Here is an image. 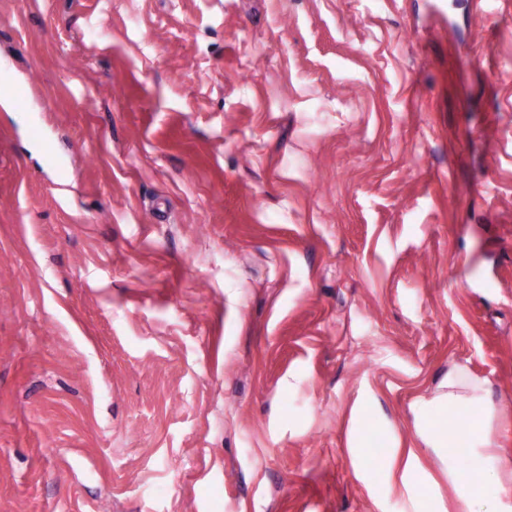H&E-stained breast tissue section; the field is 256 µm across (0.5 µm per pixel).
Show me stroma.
Wrapping results in <instances>:
<instances>
[{"label":"stroma","mask_w":512,"mask_h":512,"mask_svg":"<svg viewBox=\"0 0 512 512\" xmlns=\"http://www.w3.org/2000/svg\"><path fill=\"white\" fill-rule=\"evenodd\" d=\"M0 86V512H455L454 366L512 460V0H0Z\"/></svg>","instance_id":"stroma-1"}]
</instances>
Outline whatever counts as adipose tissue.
Returning a JSON list of instances; mask_svg holds the SVG:
<instances>
[{"mask_svg":"<svg viewBox=\"0 0 512 512\" xmlns=\"http://www.w3.org/2000/svg\"><path fill=\"white\" fill-rule=\"evenodd\" d=\"M448 392L437 401L452 423L437 428L422 417L420 428L430 448L445 453L448 481L452 485L460 512H504L502 495L506 491L497 459L489 449L493 442V409L482 381L464 368L448 371Z\"/></svg>","mask_w":512,"mask_h":512,"instance_id":"ef3b65f1","label":"adipose tissue"}]
</instances>
